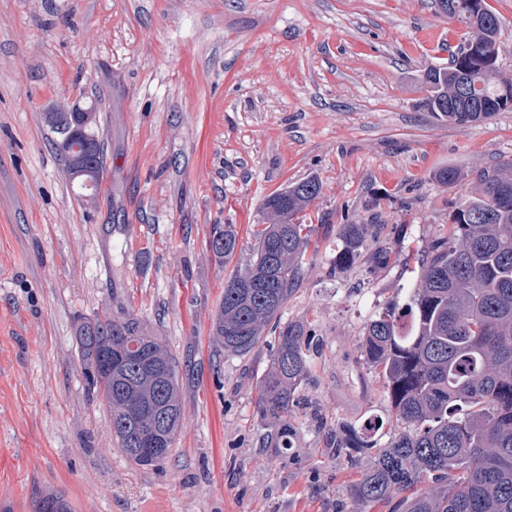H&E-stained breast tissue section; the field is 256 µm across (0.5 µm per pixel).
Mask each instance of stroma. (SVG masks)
<instances>
[{"label":"stroma","instance_id":"obj_1","mask_svg":"<svg viewBox=\"0 0 512 512\" xmlns=\"http://www.w3.org/2000/svg\"><path fill=\"white\" fill-rule=\"evenodd\" d=\"M463 28L433 0H0V512H397L346 488L372 454L336 453L343 423L387 417L362 356L367 324L411 284L399 259L446 234L476 171L512 160V111L454 125L420 110L421 76ZM93 102L104 175L84 206L44 113ZM452 167L461 182L442 185ZM317 177L312 236L282 322L312 329L288 456L263 447L267 347L228 355L212 319L231 224L248 262L271 193ZM379 230L338 267L336 227ZM137 315L178 365L183 421L164 459L130 461L91 399L83 318ZM238 248V236L234 225L224 224V229L215 227L209 240V249L213 255L226 260L231 259Z\"/></svg>","mask_w":512,"mask_h":512}]
</instances>
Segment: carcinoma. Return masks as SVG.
I'll return each mask as SVG.
<instances>
[{
    "instance_id": "obj_1",
    "label": "carcinoma",
    "mask_w": 512,
    "mask_h": 512,
    "mask_svg": "<svg viewBox=\"0 0 512 512\" xmlns=\"http://www.w3.org/2000/svg\"><path fill=\"white\" fill-rule=\"evenodd\" d=\"M438 9L465 28L450 64L424 71L427 95L419 107L457 125L480 122L512 109V79L501 75V21L481 0H436ZM69 180H90L83 202L95 203L102 173L101 143L77 165L66 159ZM475 190L461 195L448 234L434 240L417 269L407 300L390 301L367 324L362 345L367 362L388 390L392 415L343 424L336 447L376 450L374 464L347 488L363 505L403 496L404 512H512V162L477 174ZM322 192L315 177L294 182L263 202L267 223L253 232L244 268L224 280L212 323L215 341L228 354L270 348L268 368L257 383V409L265 443L280 454L295 447L297 390L309 372V325H279L280 311L295 291L310 245V226L298 215ZM373 225L341 224L339 264L359 257ZM238 248L234 225L214 228L213 255L231 259ZM276 333L267 343L266 328ZM83 369L104 355L117 356L129 342L134 355L101 372L89 389L102 396L120 451L137 465V432L156 413L169 414L168 454L181 429L182 401L176 361L163 339L131 313L96 317L78 325ZM389 426V440L380 431ZM429 485V490L421 486Z\"/></svg>"
}]
</instances>
